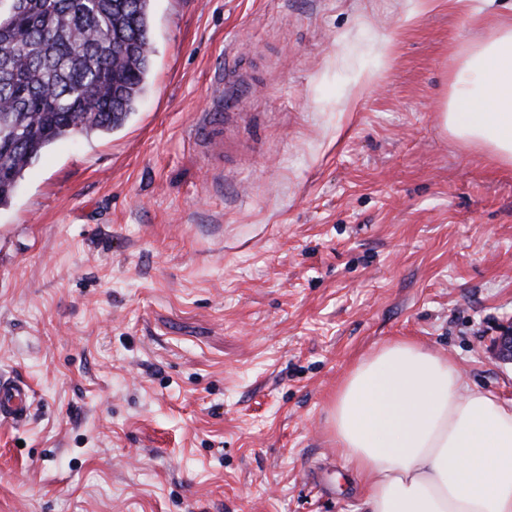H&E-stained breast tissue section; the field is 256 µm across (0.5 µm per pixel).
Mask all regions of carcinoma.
Listing matches in <instances>:
<instances>
[{"mask_svg":"<svg viewBox=\"0 0 512 512\" xmlns=\"http://www.w3.org/2000/svg\"><path fill=\"white\" fill-rule=\"evenodd\" d=\"M152 0H0V206L74 129L107 133L150 70Z\"/></svg>","mask_w":512,"mask_h":512,"instance_id":"1","label":"carcinoma"}]
</instances>
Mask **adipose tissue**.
I'll list each match as a JSON object with an SVG mask.
<instances>
[{
  "label": "adipose tissue",
  "instance_id": "obj_1",
  "mask_svg": "<svg viewBox=\"0 0 512 512\" xmlns=\"http://www.w3.org/2000/svg\"><path fill=\"white\" fill-rule=\"evenodd\" d=\"M467 50L443 114L465 143L512 165V15ZM330 432L362 478L368 512H512V404L465 388L448 357L397 339L336 391Z\"/></svg>",
  "mask_w": 512,
  "mask_h": 512
}]
</instances>
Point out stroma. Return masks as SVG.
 I'll list each match as a JSON object with an SVG mask.
<instances>
[{
  "mask_svg": "<svg viewBox=\"0 0 512 512\" xmlns=\"http://www.w3.org/2000/svg\"><path fill=\"white\" fill-rule=\"evenodd\" d=\"M478 3L153 0L135 112L0 206V373L38 408L0 420V512H364L331 406L398 337L512 401V167L442 125ZM489 351L495 361L512 363V323L501 328L499 335L490 342Z\"/></svg>",
  "mask_w": 512,
  "mask_h": 512,
  "instance_id": "stroma-1",
  "label": "stroma"
}]
</instances>
